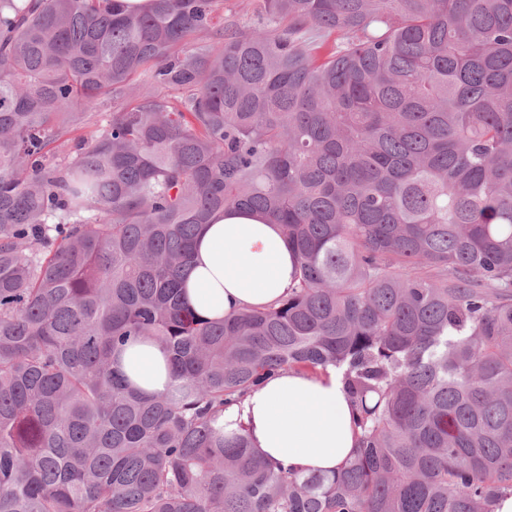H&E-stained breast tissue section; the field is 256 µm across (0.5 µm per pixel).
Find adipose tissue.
Wrapping results in <instances>:
<instances>
[{"mask_svg": "<svg viewBox=\"0 0 512 512\" xmlns=\"http://www.w3.org/2000/svg\"><path fill=\"white\" fill-rule=\"evenodd\" d=\"M294 265L278 225L246 210H231L203 225L184 298L209 320L263 308L287 293ZM118 365L130 385L146 394L165 391L170 381L165 354L148 340L128 347ZM220 420L244 423L259 455L308 473H336L355 450L350 398L332 370L321 375L281 372L226 409Z\"/></svg>", "mask_w": 512, "mask_h": 512, "instance_id": "ef3b65f1", "label": "adipose tissue"}]
</instances>
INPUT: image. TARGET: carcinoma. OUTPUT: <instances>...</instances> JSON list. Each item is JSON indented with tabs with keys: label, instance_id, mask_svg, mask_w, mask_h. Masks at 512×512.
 Returning a JSON list of instances; mask_svg holds the SVG:
<instances>
[{
	"label": "carcinoma",
	"instance_id": "obj_1",
	"mask_svg": "<svg viewBox=\"0 0 512 512\" xmlns=\"http://www.w3.org/2000/svg\"><path fill=\"white\" fill-rule=\"evenodd\" d=\"M0 0V512H492L512 495V0ZM320 31L336 38L318 41ZM106 96L92 142L58 149ZM239 208L288 293L182 289ZM165 352L159 395L114 361ZM342 376L357 448L272 463L216 417ZM243 1L252 3L249 8L243 9ZM244 2V3H247ZM263 0H222L217 17V25L222 27L227 23H237L239 26L252 27L261 17Z\"/></svg>",
	"mask_w": 512,
	"mask_h": 512
}]
</instances>
